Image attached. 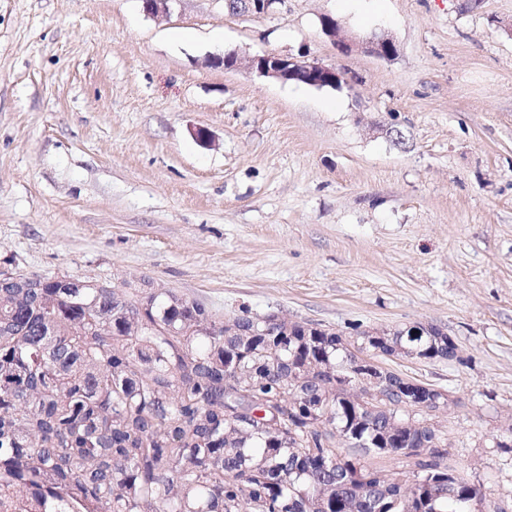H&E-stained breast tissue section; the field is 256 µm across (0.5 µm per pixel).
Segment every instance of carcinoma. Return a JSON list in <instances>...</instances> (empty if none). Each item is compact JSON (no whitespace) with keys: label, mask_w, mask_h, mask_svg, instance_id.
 Listing matches in <instances>:
<instances>
[{"label":"carcinoma","mask_w":512,"mask_h":512,"mask_svg":"<svg viewBox=\"0 0 512 512\" xmlns=\"http://www.w3.org/2000/svg\"><path fill=\"white\" fill-rule=\"evenodd\" d=\"M0 282V512H499L448 463L433 394L360 406L359 355L452 360L448 333L222 320L170 289ZM370 456L412 463L403 476Z\"/></svg>","instance_id":"cac0c4a2"}]
</instances>
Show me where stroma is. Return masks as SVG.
<instances>
[{
	"label": "stroma",
	"mask_w": 512,
	"mask_h": 512,
	"mask_svg": "<svg viewBox=\"0 0 512 512\" xmlns=\"http://www.w3.org/2000/svg\"><path fill=\"white\" fill-rule=\"evenodd\" d=\"M331 15L355 40L322 32ZM393 39L384 59L362 48ZM234 51L243 67L208 65ZM307 55L317 89L247 60ZM208 131V142L196 130ZM224 316L441 326L451 462L512 512V0H0V266ZM226 6L233 12H243L248 15L260 16L266 15L276 10L278 4L284 0H225ZM246 7V9H245Z\"/></svg>",
	"instance_id": "obj_1"
}]
</instances>
